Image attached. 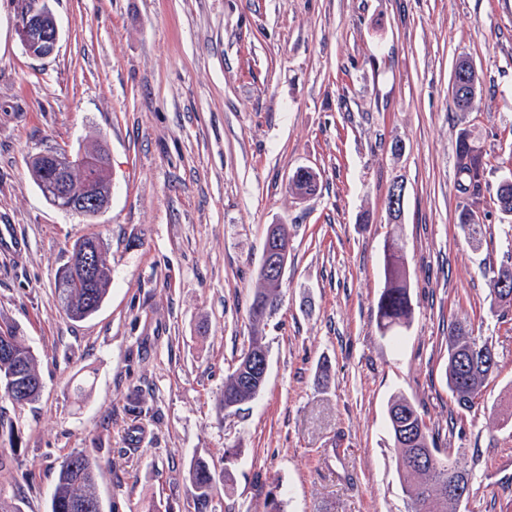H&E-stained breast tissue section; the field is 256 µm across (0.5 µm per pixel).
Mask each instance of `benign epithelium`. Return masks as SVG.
<instances>
[{
    "label": "benign epithelium",
    "mask_w": 512,
    "mask_h": 512,
    "mask_svg": "<svg viewBox=\"0 0 512 512\" xmlns=\"http://www.w3.org/2000/svg\"><path fill=\"white\" fill-rule=\"evenodd\" d=\"M18 32L29 54L48 57L54 53L60 31L48 0H37L36 5L24 12ZM43 156L50 172L46 181L52 190L49 197L58 209L84 220H93L109 207L112 194L100 191L98 186L99 173L109 167L105 149L95 147L75 155L53 149ZM101 255L98 242L81 244L70 253L62 273L79 276L92 286L101 271ZM287 263L288 257L275 246L274 239H269L262 272L281 280Z\"/></svg>",
    "instance_id": "benign-epithelium-1"
}]
</instances>
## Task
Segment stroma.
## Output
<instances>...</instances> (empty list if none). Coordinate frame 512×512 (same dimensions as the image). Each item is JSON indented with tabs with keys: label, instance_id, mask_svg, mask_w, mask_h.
Here are the masks:
<instances>
[{
	"label": "stroma",
	"instance_id": "stroma-1",
	"mask_svg": "<svg viewBox=\"0 0 512 512\" xmlns=\"http://www.w3.org/2000/svg\"><path fill=\"white\" fill-rule=\"evenodd\" d=\"M24 5L0 0V224L27 240L0 259V322L25 336L42 390L0 399V495L49 512L60 461L85 451L103 512H194L190 461L219 471L235 448L215 512H265L273 492L285 512H406L387 415L402 395L472 475L452 512H512V307L490 312L484 274L512 261L496 203L512 174V0H49L61 38L44 58L20 42ZM462 57L481 78L465 113L451 103ZM463 128L484 154L473 201L456 187ZM98 143L112 200L87 222L44 199L28 162ZM301 168L319 176L306 199L289 188ZM466 204L487 226L477 251L455 222ZM272 224L291 239L268 375L225 415ZM91 235L112 289L74 322L54 278ZM391 238L413 306L395 338L376 324ZM457 321L499 352L469 411L446 384Z\"/></svg>",
	"mask_w": 512,
	"mask_h": 512
}]
</instances>
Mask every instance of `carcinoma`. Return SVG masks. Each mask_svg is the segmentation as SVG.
Instances as JSON below:
<instances>
[{
  "instance_id": "1",
  "label": "carcinoma",
  "mask_w": 512,
  "mask_h": 512,
  "mask_svg": "<svg viewBox=\"0 0 512 512\" xmlns=\"http://www.w3.org/2000/svg\"><path fill=\"white\" fill-rule=\"evenodd\" d=\"M458 162V190L461 194L476 198L481 193L484 156L467 129L458 133L455 141ZM318 186V175L310 169H299L291 179L290 190L300 196L313 195ZM475 211L468 205L458 210L456 224L468 242L479 247L486 235V225L474 218ZM385 284L377 301V327L386 334L395 327L409 326L413 308L407 282V272L401 248L391 241L384 258ZM491 308L503 304L512 307V263L493 268L489 275ZM112 281H106L91 289L83 287L75 279L58 275L54 288L57 301L65 315L73 321H82L95 312L109 293ZM281 287L264 275H259L256 289L249 307L251 322L249 346L234 370L224 380V392L219 400L220 410L232 413L252 400L256 395L257 382L261 376L259 355L268 352L263 335L265 320L278 307ZM12 342L13 357L0 359V374L17 376L18 385L27 389L26 401L39 397L40 373L35 354L20 336L17 326L0 325V341ZM488 348L478 347L469 330L460 322L451 325L448 332V364L446 382L457 406L472 409L481 396L486 381L498 369V363L490 364ZM389 429L397 455V465L410 478L405 493L408 512H448V505L459 501V497L448 495V475H454L455 485L464 495H469L471 475L458 458L451 460L441 455L435 434L428 426L418 407L404 396L396 397L388 410ZM236 453H224V471L216 475L203 459L190 463L187 480L190 484L196 512H209L212 491L217 479L224 484L232 481L231 465ZM100 465L85 452L75 454L68 464H60L50 499V512H73L71 505L79 501L86 506L84 512H102L98 487Z\"/></svg>"
}]
</instances>
